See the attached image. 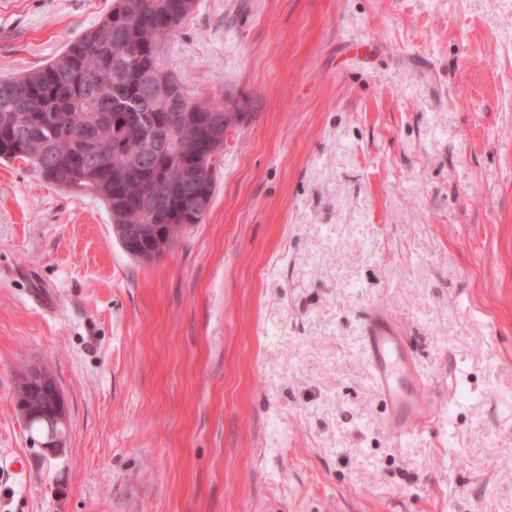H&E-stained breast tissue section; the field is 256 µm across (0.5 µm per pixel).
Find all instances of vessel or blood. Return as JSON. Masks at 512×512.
<instances>
[{"instance_id": "1", "label": "vessel or blood", "mask_w": 512, "mask_h": 512, "mask_svg": "<svg viewBox=\"0 0 512 512\" xmlns=\"http://www.w3.org/2000/svg\"><path fill=\"white\" fill-rule=\"evenodd\" d=\"M364 352L373 387L389 407L397 431L423 432L440 419L442 407L424 396L423 380L401 330L381 311H373L366 319Z\"/></svg>"}]
</instances>
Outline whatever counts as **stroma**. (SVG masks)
Listing matches in <instances>:
<instances>
[{"mask_svg": "<svg viewBox=\"0 0 512 512\" xmlns=\"http://www.w3.org/2000/svg\"><path fill=\"white\" fill-rule=\"evenodd\" d=\"M111 6L0 0V78ZM162 59L247 117L159 259L0 162V512H512V0H196ZM374 309L442 406L420 436L371 384ZM23 386L17 403L19 414L28 427L32 421L43 420L49 433L43 438L45 423L36 421L31 425V434L43 438L42 447L54 454L62 450L68 431L65 396L51 373L40 366H29L23 372ZM57 428V429H55Z\"/></svg>", "mask_w": 512, "mask_h": 512, "instance_id": "obj_1", "label": "stroma"}]
</instances>
